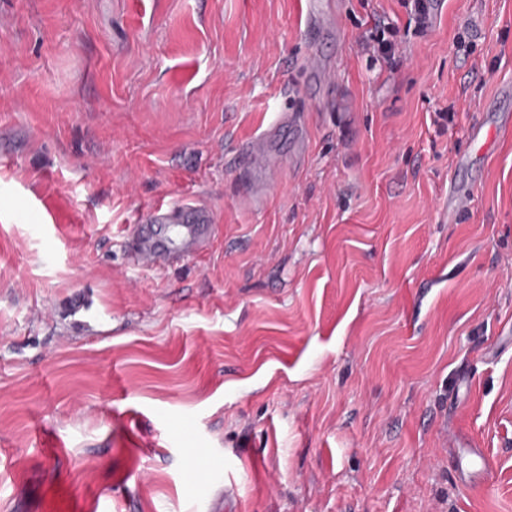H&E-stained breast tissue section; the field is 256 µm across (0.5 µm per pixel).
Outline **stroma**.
<instances>
[{
    "label": "stroma",
    "mask_w": 512,
    "mask_h": 512,
    "mask_svg": "<svg viewBox=\"0 0 512 512\" xmlns=\"http://www.w3.org/2000/svg\"><path fill=\"white\" fill-rule=\"evenodd\" d=\"M300 2L0 0V512H512V0ZM161 201L210 244L134 266ZM286 124V121L276 115L263 131L240 148L238 159L241 168L253 181L260 195L267 193L269 188L267 171L274 165L273 156L276 153L271 149L270 143Z\"/></svg>",
    "instance_id": "obj_1"
}]
</instances>
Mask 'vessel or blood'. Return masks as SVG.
<instances>
[{
    "instance_id": "obj_1",
    "label": "vessel or blood",
    "mask_w": 512,
    "mask_h": 512,
    "mask_svg": "<svg viewBox=\"0 0 512 512\" xmlns=\"http://www.w3.org/2000/svg\"><path fill=\"white\" fill-rule=\"evenodd\" d=\"M283 126L281 118H274L239 151V163L258 194H266L269 188L267 172L274 164L270 143ZM211 230L210 213L202 206L156 205L148 220L134 227L129 260L139 267L156 268L186 259L200 251Z\"/></svg>"
}]
</instances>
